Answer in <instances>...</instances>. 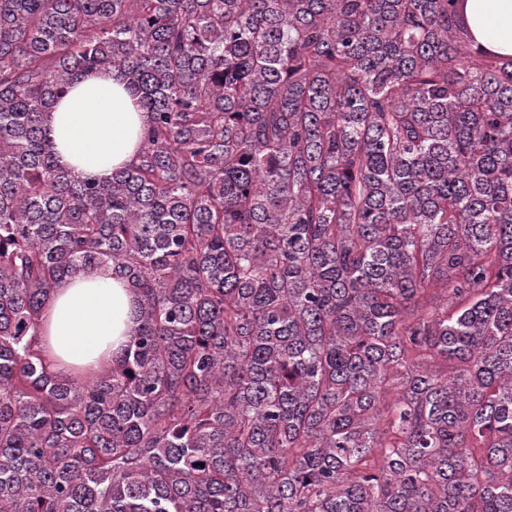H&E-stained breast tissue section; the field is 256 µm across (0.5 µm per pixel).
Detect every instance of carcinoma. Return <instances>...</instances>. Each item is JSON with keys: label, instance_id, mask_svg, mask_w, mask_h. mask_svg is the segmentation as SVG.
I'll list each match as a JSON object with an SVG mask.
<instances>
[{"label": "carcinoma", "instance_id": "1", "mask_svg": "<svg viewBox=\"0 0 512 512\" xmlns=\"http://www.w3.org/2000/svg\"><path fill=\"white\" fill-rule=\"evenodd\" d=\"M464 0H0V512H512V57ZM115 71L108 178L50 110ZM137 295L112 366L57 286ZM145 119L123 79L100 71L67 90L48 126L65 166L81 176L107 177L137 156ZM136 297L121 279L99 271L62 282L43 319V350L57 372H95L112 364L137 328Z\"/></svg>", "mask_w": 512, "mask_h": 512}]
</instances>
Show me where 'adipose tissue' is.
Instances as JSON below:
<instances>
[{
	"label": "adipose tissue",
	"instance_id": "adipose-tissue-1",
	"mask_svg": "<svg viewBox=\"0 0 512 512\" xmlns=\"http://www.w3.org/2000/svg\"><path fill=\"white\" fill-rule=\"evenodd\" d=\"M472 37L487 52L512 57V0H467ZM146 116L121 77L101 71L71 86L48 126L61 162L81 176L106 177L133 162ZM137 327L136 297L98 271L62 282L43 319V350L57 372L111 364Z\"/></svg>",
	"mask_w": 512,
	"mask_h": 512
}]
</instances>
